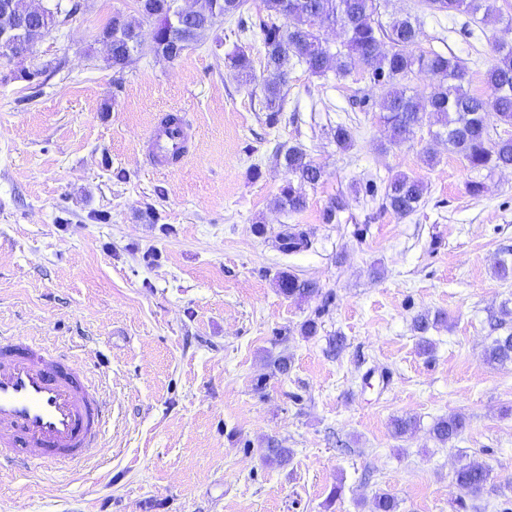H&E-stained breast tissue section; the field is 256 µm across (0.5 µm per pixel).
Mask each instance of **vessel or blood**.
<instances>
[{
    "mask_svg": "<svg viewBox=\"0 0 512 512\" xmlns=\"http://www.w3.org/2000/svg\"><path fill=\"white\" fill-rule=\"evenodd\" d=\"M195 132L185 119L157 120L145 139V161L157 171L182 162ZM107 404L44 340L0 334V453L31 467L72 465L100 454Z\"/></svg>",
    "mask_w": 512,
    "mask_h": 512,
    "instance_id": "obj_1",
    "label": "vessel or blood"
}]
</instances>
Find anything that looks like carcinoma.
<instances>
[{
  "mask_svg": "<svg viewBox=\"0 0 512 512\" xmlns=\"http://www.w3.org/2000/svg\"><path fill=\"white\" fill-rule=\"evenodd\" d=\"M174 0H138L142 16L155 20L152 49L163 58L174 61L190 43L211 30L218 20L219 10L224 19H238V37H248L251 27L260 29L265 48L263 71L256 76L253 59L243 48L227 57L225 67L232 70L245 85L260 82L259 111L266 113V122L273 125L283 111L288 88V66L296 61L315 77L334 72L339 80L352 76L361 66L372 87L379 91L382 111L379 121L384 128L386 144L400 145L414 138L416 129L428 124V132L435 139L448 143V149L460 156L475 171L512 169V136L494 137L496 125L512 127V43L495 41L491 44L492 59L484 73L488 95L482 96L466 89L467 66L454 56L434 50L420 49L421 28L410 15L396 16L384 23L379 19V0H263L265 16L253 26H247L242 15L248 0H195L193 15L178 26L170 22ZM423 12L446 15L463 14L471 20L501 22L512 26V15L505 14L495 0H418ZM11 9L0 10V29L11 26L20 17L28 18L23 35L29 48L44 38L53 27L78 10L55 4L43 14L34 15L31 0H9ZM139 25L124 18L112 17L104 26L100 39L112 41L107 55L108 66L121 73L133 55L142 51L143 43L132 38ZM334 30L340 37L336 47L325 38L326 31ZM425 72L435 81L427 96L413 94L407 85L415 72ZM296 180L314 185L323 175L300 147L292 146L276 151ZM424 193L421 181L405 174L391 176L384 188L382 207L399 217L416 211ZM275 207L290 212L306 208V197L298 192L293 182L280 189L274 198ZM310 239L304 230L282 235L280 248L285 253H298L309 248ZM276 283L287 298L305 299L319 292L310 279L281 271ZM434 322L428 316L414 319V329L422 334L420 350L431 352V344L423 334ZM490 363L512 362V329L492 338L485 351ZM464 421L450 415L435 421L432 434L447 443L462 432ZM292 451L279 441L270 440L263 448V461L283 466L291 459ZM489 480L486 468L474 462L460 465L455 482L466 496L482 493Z\"/></svg>",
  "mask_w": 512,
  "mask_h": 512,
  "instance_id": "cac0c4a2",
  "label": "carcinoma"
}]
</instances>
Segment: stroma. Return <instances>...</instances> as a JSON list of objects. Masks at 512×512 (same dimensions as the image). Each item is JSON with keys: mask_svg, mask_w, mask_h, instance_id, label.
<instances>
[{"mask_svg": "<svg viewBox=\"0 0 512 512\" xmlns=\"http://www.w3.org/2000/svg\"><path fill=\"white\" fill-rule=\"evenodd\" d=\"M80 2L23 65L0 66V329L42 337L102 387L109 450L60 471L5 472L0 512H372L382 491L396 512H464L455 471L470 461L490 472L478 512H501L512 501V363L488 364L484 350L512 301V279L494 273L512 256V169L471 170L424 127L382 148L369 80L299 65L267 124L224 66L242 45L262 70V41L227 21L174 61L147 47L114 73L104 25L121 14L148 38L155 23L137 0ZM407 12L422 49L458 57L477 93L492 42L512 43L500 24L380 0L381 20ZM21 67L41 71L40 84L17 78ZM167 113L192 120L195 150L155 172L143 138ZM339 122L350 148L331 136ZM293 145L323 170L300 185L299 213L272 205L289 179L275 151ZM399 172L425 187L404 218L365 192ZM338 196L346 208L325 223ZM294 227L311 244L282 252ZM283 270L318 293L286 298ZM436 313L446 320L420 355L413 319ZM312 317L316 335H301ZM281 354L285 375L270 364ZM448 415L465 428L444 445L431 428ZM398 416L417 421L401 438ZM271 439L291 449L288 465L263 462Z\"/></svg>", "mask_w": 512, "mask_h": 512, "instance_id": "35a3bbf8", "label": "stroma"}]
</instances>
